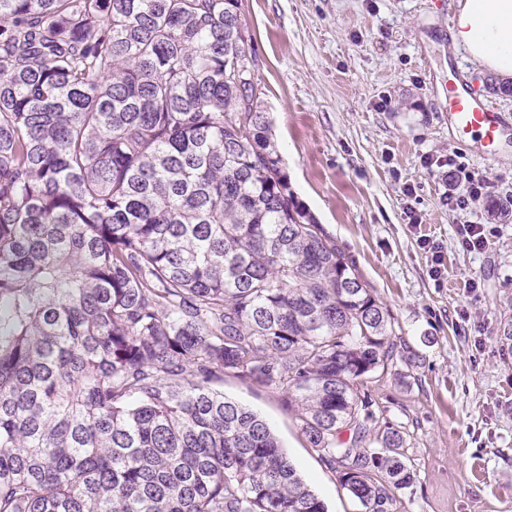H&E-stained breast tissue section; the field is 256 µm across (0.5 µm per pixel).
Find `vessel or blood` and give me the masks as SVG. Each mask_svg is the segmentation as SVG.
Here are the masks:
<instances>
[{
    "mask_svg": "<svg viewBox=\"0 0 512 512\" xmlns=\"http://www.w3.org/2000/svg\"><path fill=\"white\" fill-rule=\"evenodd\" d=\"M448 124L459 138L477 136L489 153L498 149L507 127L501 113L482 104L476 87L455 85L448 88Z\"/></svg>",
    "mask_w": 512,
    "mask_h": 512,
    "instance_id": "vessel-or-blood-1",
    "label": "vessel or blood"
}]
</instances>
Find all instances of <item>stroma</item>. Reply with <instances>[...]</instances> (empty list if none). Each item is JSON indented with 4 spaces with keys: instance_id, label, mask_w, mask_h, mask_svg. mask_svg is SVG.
I'll use <instances>...</instances> for the list:
<instances>
[{
    "instance_id": "35a3bbf8",
    "label": "stroma",
    "mask_w": 512,
    "mask_h": 512,
    "mask_svg": "<svg viewBox=\"0 0 512 512\" xmlns=\"http://www.w3.org/2000/svg\"><path fill=\"white\" fill-rule=\"evenodd\" d=\"M452 2L241 0L240 11L292 191L418 357L405 379L368 385L416 473L400 512H512V352L500 340L512 316V84L451 46ZM465 81L509 122L496 154L448 126V87ZM450 160L490 194L450 210ZM461 224L491 228L484 251L461 247ZM424 237L441 248V278ZM213 386L268 422L328 512H359L281 396L231 374Z\"/></svg>"
}]
</instances>
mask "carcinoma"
Instances as JSON below:
<instances>
[{"mask_svg": "<svg viewBox=\"0 0 512 512\" xmlns=\"http://www.w3.org/2000/svg\"><path fill=\"white\" fill-rule=\"evenodd\" d=\"M240 0H0V512H327L226 373L276 391L360 512L415 357L297 200Z\"/></svg>", "mask_w": 512, "mask_h": 512, "instance_id": "cac0c4a2", "label": "carcinoma"}]
</instances>
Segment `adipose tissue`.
I'll return each mask as SVG.
<instances>
[{"label": "adipose tissue", "instance_id": "obj_1", "mask_svg": "<svg viewBox=\"0 0 512 512\" xmlns=\"http://www.w3.org/2000/svg\"><path fill=\"white\" fill-rule=\"evenodd\" d=\"M448 38L479 69L512 81V0H456Z\"/></svg>", "mask_w": 512, "mask_h": 512}]
</instances>
